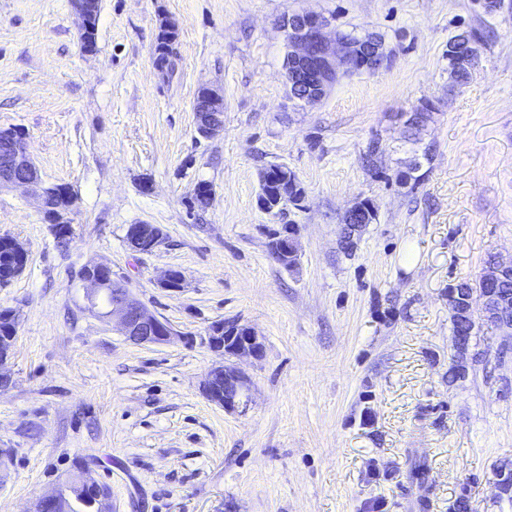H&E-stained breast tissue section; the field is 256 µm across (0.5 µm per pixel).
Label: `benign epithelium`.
Here are the masks:
<instances>
[{"label": "benign epithelium", "mask_w": 512, "mask_h": 512, "mask_svg": "<svg viewBox=\"0 0 512 512\" xmlns=\"http://www.w3.org/2000/svg\"><path fill=\"white\" fill-rule=\"evenodd\" d=\"M72 7L78 22L80 36H85L92 22L87 14L85 0H72ZM284 33L287 52L284 59V75L293 98L305 102L320 101L336 83L342 72L361 71L376 73L381 67L371 69L360 63V57L352 46L336 32L329 34L331 21L315 12H296L285 16L279 23ZM196 116V130L205 139H212L224 133V93L203 87L199 99L193 105ZM0 190L3 188H30L37 195L39 210L45 223L53 226L56 240L70 241L72 235L71 215L75 209V195L71 189L57 183L43 181L35 170L34 161L28 151V134L18 127L0 129ZM273 178L263 173L257 195L258 207L271 216H280L293 206L301 207L304 196L296 194L288 186V180L278 183L272 189ZM14 264L0 284L10 283L25 269L27 251L16 239L1 235ZM164 242L162 229L155 224H132L126 233V245L133 253H149ZM271 257L285 269H292L298 261L297 230L283 226L271 241ZM512 278V258L505 261L496 256L486 263L478 281L483 293L466 291L463 302H458L453 284V293L448 295L451 316L468 319V333H473L480 318L497 327L502 333L503 344L512 341V298L494 296L486 289L493 288ZM80 282L85 291L87 309L105 320L119 319L122 333L139 345H168L180 334L166 321L151 313L137 300L124 284L112 279V268L102 262H89L82 267ZM184 275L176 269H168L158 279V287L166 291H181L185 288ZM14 336L0 338V391L9 387L6 365L11 358ZM208 347L222 356V361L211 367L202 382V391L212 403L228 413L242 412L249 402L251 379L239 368L237 360L243 357L258 359L263 354V344L249 326L237 321H218L207 332ZM456 353L451 365L452 371L467 369L472 356L465 340H455ZM80 481L92 496L95 512H112L109 494L104 485L91 477L89 470L80 472ZM68 487L60 484L50 493L42 496L34 512H60V506L67 498Z\"/></svg>", "instance_id": "1"}]
</instances>
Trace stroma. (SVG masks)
I'll use <instances>...</instances> for the list:
<instances>
[{"label":"stroma","mask_w":512,"mask_h":512,"mask_svg":"<svg viewBox=\"0 0 512 512\" xmlns=\"http://www.w3.org/2000/svg\"><path fill=\"white\" fill-rule=\"evenodd\" d=\"M501 3L488 14L478 0H101L88 54L71 0H0V128L27 131L42 180L78 196L61 248L33 196L0 192V235L28 251L0 287V309L20 315L0 391V512H32L84 467L114 512H512L494 485L512 464L500 331L480 324L479 362L448 379L449 285L512 257V0ZM299 9L381 34L387 66L295 100L279 22ZM167 20L169 76L152 56ZM469 27L486 36L481 64L452 91L448 39ZM209 85L224 92L213 139L193 112ZM271 164L306 191L283 220L257 205ZM202 181L213 199L189 210ZM362 199L377 217L347 251L341 217ZM284 222L299 229L289 271L269 253ZM142 223L165 241L135 254L126 230ZM92 260L180 340L138 345L88 312L76 274ZM169 268L184 291L158 288ZM219 320L264 345L240 362L253 383L242 413L201 388L220 361L205 343Z\"/></svg>","instance_id":"obj_1"}]
</instances>
